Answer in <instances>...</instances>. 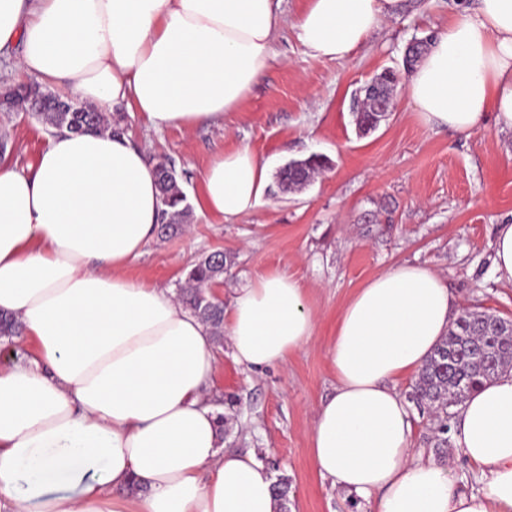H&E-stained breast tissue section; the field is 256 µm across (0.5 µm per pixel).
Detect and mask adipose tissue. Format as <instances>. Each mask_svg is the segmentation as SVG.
<instances>
[{"label": "adipose tissue", "mask_w": 512, "mask_h": 512, "mask_svg": "<svg viewBox=\"0 0 512 512\" xmlns=\"http://www.w3.org/2000/svg\"><path fill=\"white\" fill-rule=\"evenodd\" d=\"M0 0V58L99 110L161 131L239 111L291 27L305 55L344 60L406 0ZM406 93L429 130L512 133V0L456 5ZM155 167L129 135L64 132L36 163L0 157V312L29 358L0 367V512H279L255 455L220 443L206 325L171 289L126 270L155 235ZM202 211L223 219L264 200L268 166L249 146L214 154ZM457 305L432 268L403 263L352 295L326 345L336 386L311 430L315 469L375 512H512V371L457 408L453 439L478 486L412 446L399 385L448 334ZM235 361L285 362L316 322L302 283L245 281L224 316Z\"/></svg>", "instance_id": "obj_1"}]
</instances>
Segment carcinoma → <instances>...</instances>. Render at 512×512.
<instances>
[{
  "label": "carcinoma",
  "mask_w": 512,
  "mask_h": 512,
  "mask_svg": "<svg viewBox=\"0 0 512 512\" xmlns=\"http://www.w3.org/2000/svg\"><path fill=\"white\" fill-rule=\"evenodd\" d=\"M396 73L388 70L378 75L373 83L379 95L361 91L352 102V111L358 127L364 131L378 126L393 107L392 87ZM23 108L37 110V116L51 131L67 129L74 133L89 130H107L122 133L123 116L107 117L94 109L73 106V111L55 108L54 97L31 85L25 94H17ZM327 164L317 154L290 162L278 173L282 188L292 190L309 183ZM155 175L163 205L160 233L167 236L189 223L191 207L180 187L175 169L167 163L156 165ZM227 257L217 251L191 265L181 289V302L209 328L217 346L224 342V303L213 298L209 286L224 277ZM21 335L20 323L10 315L0 314V339L10 342ZM512 369V322L486 312L465 309L451 324L446 336L425 361L411 385L410 399L436 422L435 448L439 458L447 455L450 421L455 417L453 408L459 406L480 386L492 381L506 369Z\"/></svg>",
  "instance_id": "carcinoma-1"
}]
</instances>
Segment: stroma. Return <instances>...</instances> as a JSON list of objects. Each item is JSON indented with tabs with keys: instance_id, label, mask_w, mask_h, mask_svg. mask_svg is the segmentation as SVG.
Instances as JSON below:
<instances>
[{
	"instance_id": "1",
	"label": "stroma",
	"mask_w": 512,
	"mask_h": 512,
	"mask_svg": "<svg viewBox=\"0 0 512 512\" xmlns=\"http://www.w3.org/2000/svg\"><path fill=\"white\" fill-rule=\"evenodd\" d=\"M453 0H407L348 60L304 54L291 30L239 112L223 124L155 131L139 113L124 126L152 162L174 166L189 202L201 197L199 172L218 151L249 145L271 174L313 154L329 159L311 184L286 191L271 181L265 202L225 221L193 210L186 231L154 237L128 275L180 288L187 266L223 251L224 280L214 291L232 305L244 278L282 272L300 279L317 319L314 341L280 365L252 371L230 346L217 350L211 389L228 418L226 447L250 451L291 484L290 512H374L316 472L310 454L315 410L336 379L325 345L336 319L366 281L405 262L438 271L464 307L512 320V285L496 281L490 242L512 222V133L493 124L471 135L422 126L405 93L403 56L414 41L448 24ZM400 81L394 108L369 134L350 110L356 90L384 70ZM7 150L21 167L36 162L49 133L23 112L7 116Z\"/></svg>"
}]
</instances>
